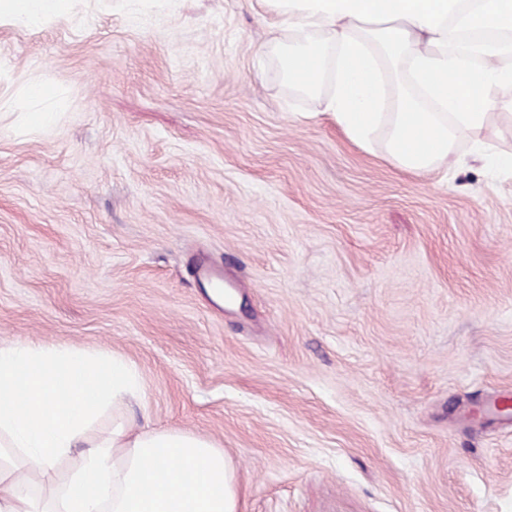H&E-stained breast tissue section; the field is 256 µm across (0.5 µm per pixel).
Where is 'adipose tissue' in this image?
Returning <instances> with one entry per match:
<instances>
[{"label":"adipose tissue","mask_w":512,"mask_h":512,"mask_svg":"<svg viewBox=\"0 0 512 512\" xmlns=\"http://www.w3.org/2000/svg\"><path fill=\"white\" fill-rule=\"evenodd\" d=\"M75 0H0V24L35 27ZM291 87L333 91L323 106L347 137L384 132L387 159L411 173L448 165L457 144L512 171V152L476 134L512 85V0H264ZM145 391L134 363L49 342L0 345V512H237L235 473L207 436L133 430ZM111 427H101L103 415Z\"/></svg>","instance_id":"ef3b65f1"}]
</instances>
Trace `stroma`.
<instances>
[{"instance_id": "obj_1", "label": "stroma", "mask_w": 512, "mask_h": 512, "mask_svg": "<svg viewBox=\"0 0 512 512\" xmlns=\"http://www.w3.org/2000/svg\"><path fill=\"white\" fill-rule=\"evenodd\" d=\"M276 22L78 0L0 25V343L133 362L134 429L213 439L238 512H512L486 406L512 400V173L353 143L288 85Z\"/></svg>"}]
</instances>
